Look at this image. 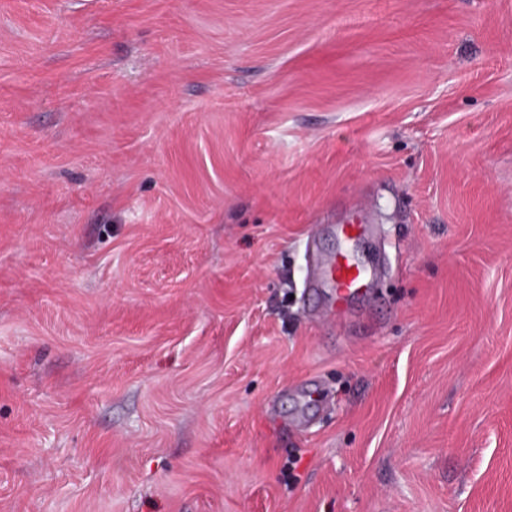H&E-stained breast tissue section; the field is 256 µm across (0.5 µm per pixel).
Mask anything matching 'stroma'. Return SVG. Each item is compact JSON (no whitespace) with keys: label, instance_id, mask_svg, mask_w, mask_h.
Wrapping results in <instances>:
<instances>
[{"label":"stroma","instance_id":"stroma-1","mask_svg":"<svg viewBox=\"0 0 512 512\" xmlns=\"http://www.w3.org/2000/svg\"><path fill=\"white\" fill-rule=\"evenodd\" d=\"M0 512H512V0H0ZM352 270V273H349ZM375 271L370 266L358 264L351 254L340 248L323 271L322 280L327 281L335 293L336 304L346 308L355 299H369Z\"/></svg>","mask_w":512,"mask_h":512}]
</instances>
